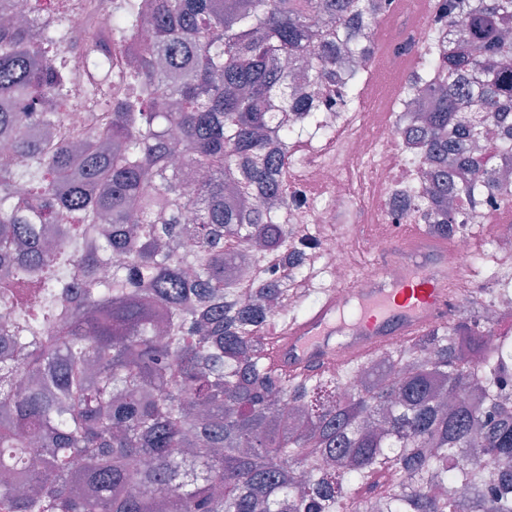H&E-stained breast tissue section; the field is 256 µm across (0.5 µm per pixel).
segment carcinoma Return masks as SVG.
I'll list each match as a JSON object with an SVG mask.
<instances>
[{"instance_id":"obj_1","label":"carcinoma","mask_w":512,"mask_h":512,"mask_svg":"<svg viewBox=\"0 0 512 512\" xmlns=\"http://www.w3.org/2000/svg\"><path fill=\"white\" fill-rule=\"evenodd\" d=\"M388 7L112 0V40L150 39L109 70L83 33L69 72L49 54L71 11L0 24V512H512V335L483 327L485 300L382 364L267 360L273 306L299 315L311 294L292 286L319 261L284 218L293 148L331 135L324 106L351 108L369 71L342 56L374 57ZM509 16L512 0H437L399 100L428 180L405 210L434 235L512 200L478 134L451 132L479 69L475 122L512 151Z\"/></svg>"}]
</instances>
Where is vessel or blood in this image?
<instances>
[{"mask_svg": "<svg viewBox=\"0 0 512 512\" xmlns=\"http://www.w3.org/2000/svg\"><path fill=\"white\" fill-rule=\"evenodd\" d=\"M436 0H393L382 17L379 38H386L395 18L414 7L419 19L430 17ZM397 78L384 56L375 61L372 86L382 93ZM386 231L395 247L376 259L371 274H360L350 289H324L319 303L304 317L286 323L276 339L270 361L274 369L292 375L335 368L340 346L362 357L407 343L445 325L457 302L444 273L450 256L447 242L433 240L414 224H390Z\"/></svg>", "mask_w": 512, "mask_h": 512, "instance_id": "1", "label": "vessel or blood"}]
</instances>
